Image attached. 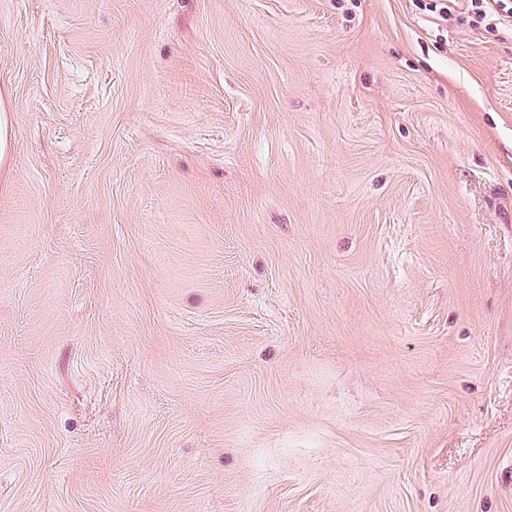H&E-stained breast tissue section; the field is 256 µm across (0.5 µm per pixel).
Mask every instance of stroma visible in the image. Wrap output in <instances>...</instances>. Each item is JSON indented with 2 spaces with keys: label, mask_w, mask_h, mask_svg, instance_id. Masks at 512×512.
Segmentation results:
<instances>
[{
  "label": "stroma",
  "mask_w": 512,
  "mask_h": 512,
  "mask_svg": "<svg viewBox=\"0 0 512 512\" xmlns=\"http://www.w3.org/2000/svg\"><path fill=\"white\" fill-rule=\"evenodd\" d=\"M0 512H512V34L413 0H0ZM13 125L7 93L0 94V175L9 170L13 144Z\"/></svg>",
  "instance_id": "1"
}]
</instances>
